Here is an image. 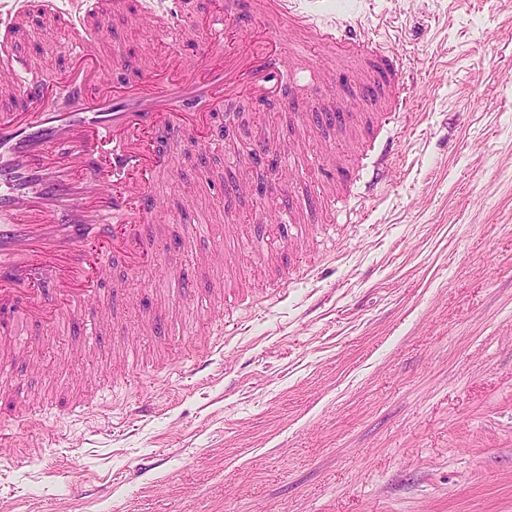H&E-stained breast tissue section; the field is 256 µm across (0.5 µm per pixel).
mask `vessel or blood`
<instances>
[{
  "label": "vessel or blood",
  "instance_id": "b4317fda",
  "mask_svg": "<svg viewBox=\"0 0 512 512\" xmlns=\"http://www.w3.org/2000/svg\"><path fill=\"white\" fill-rule=\"evenodd\" d=\"M54 0L31 14L26 0L0 8V384L21 354L16 333L44 319L56 329L83 326L110 334L96 289L109 263L137 265L162 249L158 227L172 223L150 179L160 170L179 177L176 151L162 134L204 130L203 143L220 147L212 113L242 94L259 96L270 75L299 64L315 46L341 45L375 56L347 84L350 108L400 90L406 63L375 42L360 22H325L296 0H224L208 26L184 20L185 0H142L136 19L158 28L168 48L146 47L129 59L94 48L85 34L101 22V0H70L66 23ZM237 29L226 34V22ZM287 24L291 36L266 50L252 30ZM39 25L45 39L66 37L72 62L18 71L8 37ZM197 52L182 53L187 41ZM139 70L130 80L129 70Z\"/></svg>",
  "mask_w": 512,
  "mask_h": 512
}]
</instances>
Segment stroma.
I'll use <instances>...</instances> for the list:
<instances>
[{
	"label": "stroma",
	"instance_id": "obj_1",
	"mask_svg": "<svg viewBox=\"0 0 512 512\" xmlns=\"http://www.w3.org/2000/svg\"><path fill=\"white\" fill-rule=\"evenodd\" d=\"M123 2L103 46L166 47ZM324 15L406 59L407 107L352 133L391 141L388 180L330 172L321 120L295 172L252 163L250 190L225 198L235 153L299 137L295 114L317 112L290 73L217 119L221 149L184 142L196 207L164 185L163 263L111 272L127 282L118 334L85 348L77 330L26 331L0 390V512H512V0H330ZM329 176L343 199L323 195ZM228 224L265 260L221 253ZM204 251L215 266H195ZM176 278L221 293L242 329L215 346L193 296L174 305ZM163 304L169 329L148 333ZM122 339L143 354L130 376L105 366Z\"/></svg>",
	"mask_w": 512,
	"mask_h": 512
}]
</instances>
